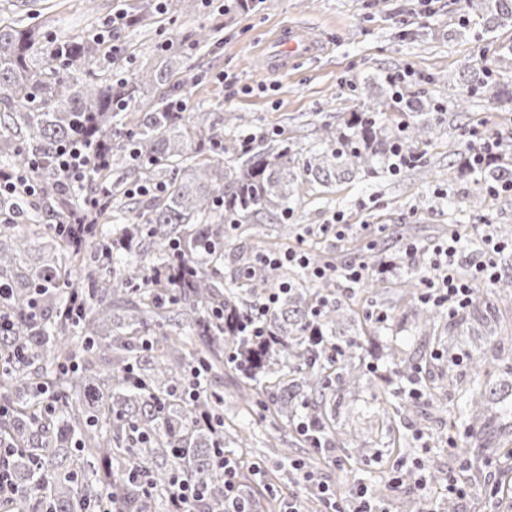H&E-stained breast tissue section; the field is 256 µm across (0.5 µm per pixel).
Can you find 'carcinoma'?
Returning <instances> with one entry per match:
<instances>
[{"label":"carcinoma","instance_id":"carcinoma-1","mask_svg":"<svg viewBox=\"0 0 512 512\" xmlns=\"http://www.w3.org/2000/svg\"><path fill=\"white\" fill-rule=\"evenodd\" d=\"M482 20L484 32L512 22V0H493ZM485 64L476 68L471 88L499 96L496 67L512 60V45L489 39ZM97 43L59 38L48 43L35 26L0 18V159L11 171H22L40 187L34 224L17 226L24 195L0 197V280L10 284L8 309L13 328L0 336V357L16 349L25 359L0 371V400L11 404L0 417V443L21 448L12 460L21 487L40 480L41 495L14 496L9 512H83L111 497L121 512H171L169 487L174 474L203 491L199 512H226L224 475L214 464L215 448L235 444L249 448V437L227 435L221 399L215 395L190 400L185 388L190 372L202 366L219 368L221 352L244 388L245 406H262L274 421L310 419L329 446L340 442L331 407L336 382L377 383L354 366L358 344L350 330H364L368 320L332 299L334 285L317 283L302 271L269 268L259 277L246 269L241 254L232 280L224 282L225 225H253L261 216L286 215L306 190L319 183L345 181L357 172L389 162L395 143L412 151L429 143L437 123L432 98L402 99L388 85L384 103L354 113L347 131L323 128L319 148L302 151L288 137L273 150L246 147L241 139H224L240 117L227 113L209 125L207 138H195L183 116L168 114V102L145 114L129 136V157L141 182L159 187L130 204L134 223L89 224L84 238H104L112 247L83 250L58 234L52 225L83 216L66 176L55 163L59 147L76 136L112 150L123 144L125 123L117 103L137 104L144 83L167 82V73L141 72L116 83L93 78L74 83L70 73L91 64ZM413 114L404 125L389 122L385 108ZM199 161L182 171L184 156ZM234 165H224V158ZM32 159L39 166L29 167ZM112 168L90 172L86 189L99 193L94 217H113ZM475 181L512 182V163L500 161L477 173ZM52 245L35 267L21 258L44 237ZM180 245L191 274L177 275L173 247ZM291 289L280 295L257 340L241 331L251 307L267 289L283 282ZM78 298L82 312L63 316ZM477 312L493 316L489 303L474 304L451 321L461 332ZM111 356L103 378L94 360ZM474 371L472 385L458 388L448 429L473 431L497 426L512 433V402L480 380L485 350L465 349ZM77 362L65 373L60 366ZM402 383L417 379L416 366L393 361ZM433 400L457 388L448 375L443 385L421 383ZM393 414L417 409L415 401L396 391ZM143 467L132 481L124 475L127 460ZM253 476L241 466L242 500L247 508L262 507L264 498L246 489Z\"/></svg>","mask_w":512,"mask_h":512}]
</instances>
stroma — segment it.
<instances>
[{"label": "stroma", "instance_id": "stroma-1", "mask_svg": "<svg viewBox=\"0 0 512 512\" xmlns=\"http://www.w3.org/2000/svg\"><path fill=\"white\" fill-rule=\"evenodd\" d=\"M468 0H261L258 10L243 12L234 0H192L185 11L171 15L155 12L152 19L127 25L122 31L126 48L113 57L102 47L90 70L103 78H128L144 70H164L168 81L140 89L138 108L126 118L135 128L159 98L182 97L187 113L206 134L210 122L227 112L240 116L241 132L265 136L283 131L308 148L323 127L345 129L352 112L384 100L388 92L377 81L379 73L407 74L404 96L439 97L442 109L435 138L421 146L430 177L401 169L359 172L330 187H314L283 225L263 224L260 235L248 227L227 228L224 268L233 270L238 254L282 252L317 243L325 261L341 265L361 260V245L371 243L379 256L400 253L403 240L427 242L462 231L464 252L474 249L472 225L490 224L512 232V198H486L476 208L480 188L464 167L462 155L478 145L485 131L512 144V66L502 65L499 82L504 93L493 99L473 91L468 83L482 61L477 37H456L455 29ZM121 0H0V16L19 24L39 25L48 37L85 38L111 20ZM215 28L207 46L194 43L199 26ZM293 26L309 41L323 45L315 55H292L287 64L271 67L263 51L277 29ZM359 225L355 239H337L329 230L334 216ZM359 249H352V242ZM385 298L395 308L386 323L362 337L360 367L368 375L384 376L392 358L403 356L421 365L424 377L440 383L438 356L448 348L446 326L433 334L416 328L412 299L389 287ZM496 328L470 322L462 341L469 349L484 348L495 337L501 355L488 368L501 396L512 394V291L495 292ZM238 378L222 367L209 378L208 390L222 398L224 422L248 428L264 444L271 419L262 408L242 409ZM449 392L445 404L421 401L417 414L399 427L391 422L373 390L359 386L337 388L332 397L337 409L343 449L329 459L302 443L295 426L285 427L284 446L266 448L265 464L281 457L304 464L328 483L347 487L359 481L385 487L392 462L394 431L410 436L407 456L427 460L431 471L445 475L453 456L440 442L447 431L448 409L456 402ZM356 448L353 461L347 449Z\"/></svg>", "mask_w": 512, "mask_h": 512}]
</instances>
